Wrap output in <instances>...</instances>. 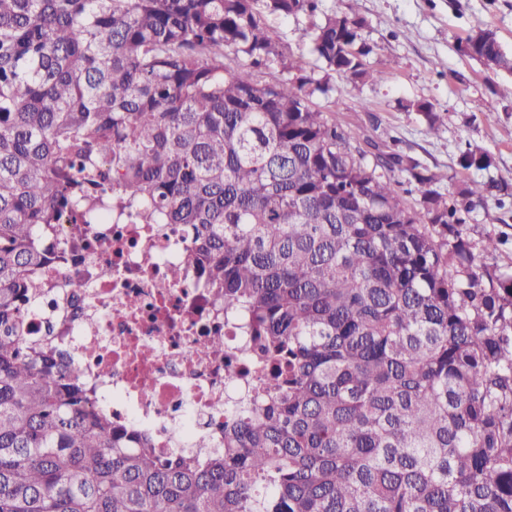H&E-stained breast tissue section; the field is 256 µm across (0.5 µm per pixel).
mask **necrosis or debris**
Instances as JSON below:
<instances>
[{
    "label": "necrosis or debris",
    "instance_id": "1",
    "mask_svg": "<svg viewBox=\"0 0 512 512\" xmlns=\"http://www.w3.org/2000/svg\"><path fill=\"white\" fill-rule=\"evenodd\" d=\"M41 245L36 286L21 299L26 338L51 339L113 424L148 436L157 455L223 447L260 374L252 338L225 321L201 269L183 272L189 237L172 224L66 216ZM217 336L223 350H209Z\"/></svg>",
    "mask_w": 512,
    "mask_h": 512
}]
</instances>
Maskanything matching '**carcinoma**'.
Wrapping results in <instances>:
<instances>
[{"label":"carcinoma","instance_id":"cac0c4a2","mask_svg":"<svg viewBox=\"0 0 512 512\" xmlns=\"http://www.w3.org/2000/svg\"><path fill=\"white\" fill-rule=\"evenodd\" d=\"M318 11L0 0V512H512V265L459 217L511 214L512 182L446 193L396 140L361 146L315 99L388 79L365 20L304 30L322 76L268 24ZM460 51L512 74L480 21ZM403 108L442 132L431 102ZM101 206L186 227L184 265L257 341L265 379L205 462L116 431L22 335L42 231Z\"/></svg>","mask_w":512,"mask_h":512}]
</instances>
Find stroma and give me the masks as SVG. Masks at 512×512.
Instances as JSON below:
<instances>
[{"label": "stroma", "instance_id": "35a3bbf8", "mask_svg": "<svg viewBox=\"0 0 512 512\" xmlns=\"http://www.w3.org/2000/svg\"><path fill=\"white\" fill-rule=\"evenodd\" d=\"M320 11L355 13L365 20V37L373 47L366 63L388 71L378 85H353L333 75L322 108H336L344 128L357 140L391 136L424 166L447 170L454 180L512 179V98L497 89L512 75L497 74L465 56L459 44L475 21L493 30L512 51V0H321ZM432 102L447 118L440 135L402 102ZM489 150L493 163L484 170L461 169L457 159L466 142ZM472 236L492 231L505 239L500 264L512 263V218L503 219L494 202L470 216Z\"/></svg>", "mask_w": 512, "mask_h": 512}]
</instances>
